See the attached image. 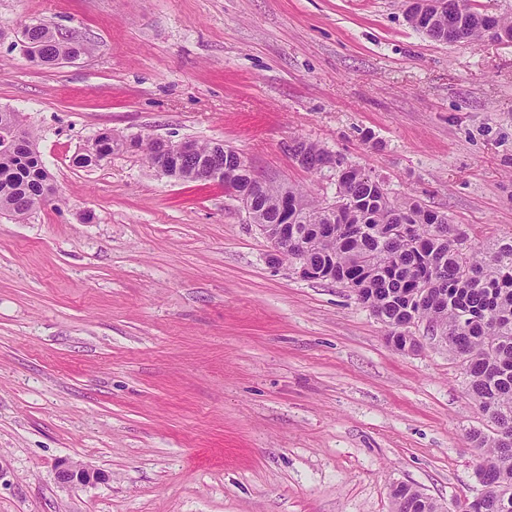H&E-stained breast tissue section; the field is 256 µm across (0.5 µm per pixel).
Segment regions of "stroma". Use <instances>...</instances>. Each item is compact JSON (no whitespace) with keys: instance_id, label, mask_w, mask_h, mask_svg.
<instances>
[{"instance_id":"1","label":"stroma","mask_w":512,"mask_h":512,"mask_svg":"<svg viewBox=\"0 0 512 512\" xmlns=\"http://www.w3.org/2000/svg\"><path fill=\"white\" fill-rule=\"evenodd\" d=\"M38 23L90 51L38 66L0 40V108L59 195L0 214V512H393L399 482L473 499L489 423L425 326L395 351L350 289L271 264L223 185L73 158L104 129L221 142L332 199L302 138L484 250L512 236V45L436 41L403 0H0V26ZM64 461L104 478L61 484Z\"/></svg>"}]
</instances>
